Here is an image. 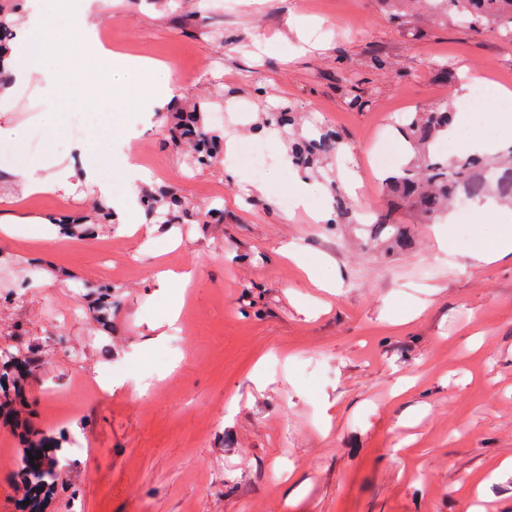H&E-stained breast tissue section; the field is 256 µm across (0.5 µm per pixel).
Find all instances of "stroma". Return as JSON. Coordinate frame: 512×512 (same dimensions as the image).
Instances as JSON below:
<instances>
[{
  "instance_id": "obj_1",
  "label": "stroma",
  "mask_w": 512,
  "mask_h": 512,
  "mask_svg": "<svg viewBox=\"0 0 512 512\" xmlns=\"http://www.w3.org/2000/svg\"><path fill=\"white\" fill-rule=\"evenodd\" d=\"M93 22L112 51L170 65L178 100L209 102L238 150L259 142L272 160L259 174L237 150L187 169L164 110L144 121L142 105L90 86L77 57L68 84L41 74L0 96V126L44 136L0 167V288L18 294L0 304V346L39 358L12 408L67 459L44 512H463L475 490L485 512H512V258L483 257L500 225L455 206L416 224L401 209L406 244L393 249L390 229L310 216L333 213L337 191L357 210L389 208L385 177L412 155L396 130L407 113L451 103L448 159L462 138L499 137L512 104L470 101L466 82L512 92V43L400 23L379 0H103ZM283 103L345 143L322 163L335 188L319 185L305 211L288 190L287 136L251 129ZM94 140L108 153L86 155ZM124 156L148 169L146 187L223 206V223L118 212ZM93 163L107 191L86 181ZM22 164L57 190L29 193ZM98 203L119 221L94 236L54 223ZM162 268L195 277L162 285ZM323 277L334 292L315 286ZM91 285L112 291L108 329L73 314ZM152 376L154 394L134 392ZM25 453L1 417L0 512H21Z\"/></svg>"
}]
</instances>
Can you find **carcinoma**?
<instances>
[{
    "label": "carcinoma",
    "instance_id": "carcinoma-1",
    "mask_svg": "<svg viewBox=\"0 0 512 512\" xmlns=\"http://www.w3.org/2000/svg\"><path fill=\"white\" fill-rule=\"evenodd\" d=\"M393 11L404 12L407 6L424 8L431 12L435 20L448 18V6H453L460 22L469 24L477 33L496 29L506 39L512 41V0H382ZM18 5L14 0H0V87L12 82V76L5 66V57L10 43L16 35L14 15ZM451 107L444 101L421 112H412L401 127V133L412 148L422 153L420 162L410 168H403L386 178L388 191L397 201L413 207L423 223L433 224L439 220L449 203L460 194L469 198L496 196L512 199V147L505 150L500 161L486 163L481 157L468 155L453 161L444 160L430 153L429 147L444 132L448 131ZM209 108L197 102L190 107L175 105L170 112L168 134L171 140L188 146L189 164L193 167L207 166L217 162L224 154V136L208 121ZM295 122V112L289 105H281L269 113L265 120L281 132ZM342 149L339 135L322 126H314L310 134L290 145L292 164L306 170L321 157L337 154ZM140 203L154 224H162V216L168 214L171 221L178 222L196 211L197 223L209 224L224 221V211L213 207L206 211L195 209L182 196L168 189L159 195L146 193ZM113 214L100 213L95 219H78L71 226L80 227L85 235L95 232L98 224H114ZM0 361L3 368L16 367L30 375L38 367V359L33 355L18 359L12 354H4ZM25 442L34 449L31 456L24 457L19 476L32 489L50 488L56 480L53 458L37 455L35 449L45 445L44 440L30 438L26 423H21Z\"/></svg>",
    "mask_w": 512,
    "mask_h": 512
}]
</instances>
